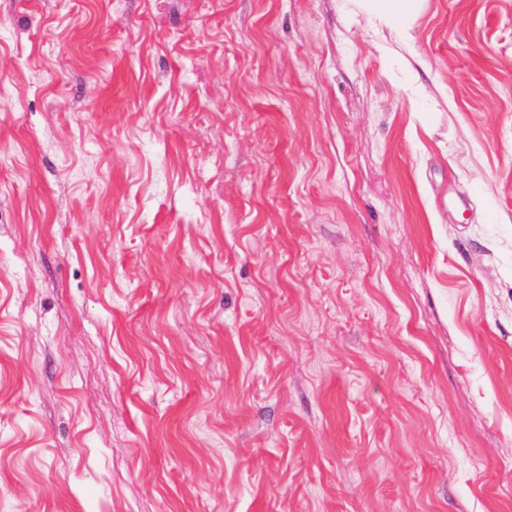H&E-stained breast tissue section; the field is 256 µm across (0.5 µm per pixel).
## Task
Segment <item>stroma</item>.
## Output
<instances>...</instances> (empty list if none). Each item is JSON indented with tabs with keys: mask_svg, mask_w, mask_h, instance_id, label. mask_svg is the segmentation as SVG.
I'll use <instances>...</instances> for the list:
<instances>
[{
	"mask_svg": "<svg viewBox=\"0 0 512 512\" xmlns=\"http://www.w3.org/2000/svg\"><path fill=\"white\" fill-rule=\"evenodd\" d=\"M414 37L0 0V512H512V0Z\"/></svg>",
	"mask_w": 512,
	"mask_h": 512,
	"instance_id": "obj_1",
	"label": "stroma"
}]
</instances>
